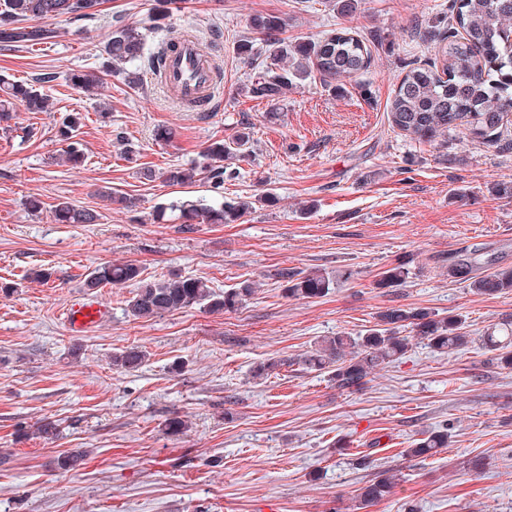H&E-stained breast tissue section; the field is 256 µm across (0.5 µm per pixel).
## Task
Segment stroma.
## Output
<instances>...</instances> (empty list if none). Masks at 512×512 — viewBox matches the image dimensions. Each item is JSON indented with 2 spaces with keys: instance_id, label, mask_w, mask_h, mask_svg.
Wrapping results in <instances>:
<instances>
[{
  "instance_id": "1",
  "label": "stroma",
  "mask_w": 512,
  "mask_h": 512,
  "mask_svg": "<svg viewBox=\"0 0 512 512\" xmlns=\"http://www.w3.org/2000/svg\"><path fill=\"white\" fill-rule=\"evenodd\" d=\"M156 0H106L98 19L57 20L41 49L0 47V73L38 81L45 112L17 107L15 129L0 130V512H512V369L496 364L479 338L512 315V292L478 295L448 274V259L475 254L477 269L512 266V150L451 132L428 143L400 135L386 105L410 64L433 58L434 38L453 0H361L338 14L331 0H186L162 20L152 42L189 35L220 71L210 104L181 103L155 75L140 86L108 77L102 96L74 89L69 74L95 66L113 17L148 26ZM285 19L290 40L347 27L372 39L361 75L331 91L301 82L277 101L241 94L256 71L236 52L250 21ZM108 108L100 119L99 108ZM79 111L85 158L61 162L54 136L63 113ZM176 137L158 141V127ZM123 132L116 141L114 132ZM248 135L250 161L224 185L225 201L249 203L234 224L156 221L177 199L213 200L204 172L191 184L162 178L202 164L214 140ZM155 180L142 177L144 169ZM135 199L113 210L101 191ZM272 192L273 205L261 202ZM42 200L31 213L28 197ZM100 211L97 224H59L58 202ZM405 260L400 288L377 275ZM133 262L145 276L199 277L217 290L255 282L232 314L195 307L149 320L125 313L133 289L105 286L111 308L89 336L69 335L66 303L97 266ZM47 269L48 283L28 279ZM350 269L326 297H285L282 270ZM402 304L462 315L473 343L442 355L413 342L398 362L357 390L336 387L302 358L324 336L373 327ZM138 346L139 370L122 372L114 353ZM287 359L279 374L253 379L255 364ZM188 423L169 433L168 418ZM46 422L60 434L37 432ZM447 424L448 447L425 458L414 440ZM86 450L65 471L63 453ZM394 469L393 493L359 510L357 490Z\"/></svg>"
}]
</instances>
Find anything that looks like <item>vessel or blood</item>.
Masks as SVG:
<instances>
[{
    "label": "vessel or blood",
    "mask_w": 512,
    "mask_h": 512,
    "mask_svg": "<svg viewBox=\"0 0 512 512\" xmlns=\"http://www.w3.org/2000/svg\"><path fill=\"white\" fill-rule=\"evenodd\" d=\"M163 82L182 100L211 98L213 70L197 41L186 36L176 38L173 51L166 55ZM107 315V306L89 295L73 299L64 308V322L73 336L92 334Z\"/></svg>",
    "instance_id": "b4317fda"
}]
</instances>
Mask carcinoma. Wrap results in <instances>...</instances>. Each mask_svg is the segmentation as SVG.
Returning a JSON list of instances; mask_svg holds the SVG:
<instances>
[{
    "mask_svg": "<svg viewBox=\"0 0 512 512\" xmlns=\"http://www.w3.org/2000/svg\"><path fill=\"white\" fill-rule=\"evenodd\" d=\"M105 0H0V45L4 47H37L53 44L58 31L52 22L63 17L91 20L103 13ZM251 28L262 36L265 59L255 51L253 41L244 39L237 46L241 59L262 66L255 79L241 87V92L268 101L284 96L308 77L317 74L323 85L336 87V82L351 79L371 64L368 39L346 29H331L313 40L290 42L282 37L284 20L277 16H257ZM152 28L113 21L103 48L101 64L90 71L70 74L71 85L91 94L104 86V77L120 75L129 85H137L143 70L162 69L163 52L148 45ZM22 106L29 112L47 111V97L36 85L10 79L0 74V128L12 130L13 111ZM392 127L411 139L430 142L440 132L459 131L484 144L500 143L505 114L512 112V0H456L448 16V34L438 43L433 61L413 67L399 80L387 105ZM85 115L67 113L55 125L56 137L65 148L63 155L71 164L84 160L83 144L77 139ZM248 139L238 137L234 146L214 141L205 147L210 192L223 194L224 181L236 178V171L222 165L233 150L244 153ZM168 184L184 185L192 174L182 167L163 173ZM249 209L248 204L220 202L200 203L193 200L173 201L159 209L157 218L166 212L191 228L194 224H233ZM55 221L59 224H97L101 214L79 208L67 201L56 204ZM475 260L457 254L448 272L469 281V288L479 295L512 291V267H501L492 273H474ZM410 271L408 263L399 261L382 271L374 287L398 288L405 285ZM283 291L289 298L317 299L327 296L337 280L349 279L348 273L331 275L322 271L280 273ZM135 287L127 301V316L134 319L153 318L199 306L211 313H232L242 308L254 294L253 283L243 281L221 293L206 281L195 277L170 276L145 278L134 263L109 264L90 271L84 288L94 291L106 285ZM417 339L432 351L453 354L472 341L465 331L461 315L442 317L425 308L393 306L380 312L377 323L356 336L338 334L324 336L314 342L304 356V365L326 373L340 389H360L375 371L387 367L408 352L411 339ZM482 345L493 352L496 363L512 369V318L490 325L481 336ZM146 363V354L130 346L112 356V366L135 371ZM288 360L269 358L253 367V377L264 380L278 373ZM448 428L441 427L417 440L406 455L423 457L448 447ZM399 481L396 475L382 474L360 488V505L367 507L389 496Z\"/></svg>",
    "mask_w": 512,
    "mask_h": 512,
    "instance_id": "cac0c4a2",
    "label": "carcinoma"
}]
</instances>
